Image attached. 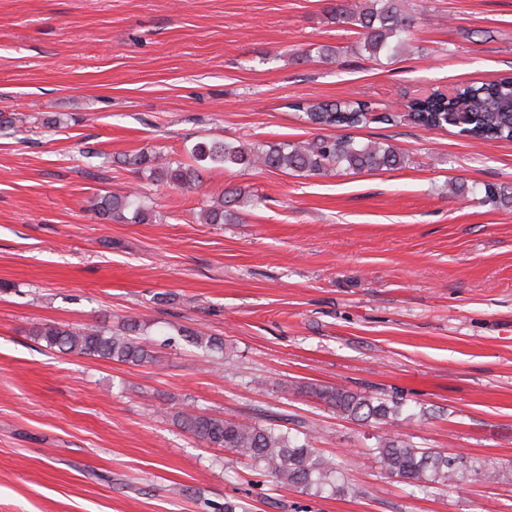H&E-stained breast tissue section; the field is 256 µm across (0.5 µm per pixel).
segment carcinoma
Returning <instances> with one entry per match:
<instances>
[{
  "mask_svg": "<svg viewBox=\"0 0 512 512\" xmlns=\"http://www.w3.org/2000/svg\"><path fill=\"white\" fill-rule=\"evenodd\" d=\"M327 15L337 25L358 34V50L374 61L391 59L411 47L418 16L408 0H336ZM405 114L388 112L377 116L367 101L318 102L297 106L304 121L319 129L355 128L373 121L395 122L406 116L427 129L455 127L459 133L487 142H512V74L491 82L463 83L450 93L413 97L405 104ZM408 162L398 148L383 142H360L350 135H322L299 142H275L248 146L219 138H203L189 150V161H161L160 152L144 150L113 160L141 175L147 185H162L192 192L201 187L204 175L214 169L246 171L257 166L289 169L308 175L333 171L398 170ZM148 193L137 188L125 194L94 198L92 207L103 221L144 224L151 220L146 205ZM512 204L493 185L484 186L481 202ZM252 195L234 187L222 191L203 209L207 224H238L241 206L253 203ZM180 339L204 352H224V339L181 326ZM34 339L63 354H76L134 365L157 364V352L142 338V324L133 318L115 329L91 325L70 327L44 324L32 329ZM306 394L330 406L346 418L396 426L404 413L400 398H381L345 387L310 385ZM180 428L213 448H223L233 456L250 459L258 470L272 476L281 487L305 493L328 491L333 495L356 492L344 480L339 464L312 444L315 427L296 421V429L285 427L287 415L268 410L257 422L253 419L227 420L190 409L177 412ZM381 469L390 477L421 490L437 485L455 487L470 474L479 480L497 482L496 464L466 456L449 457L416 445L408 435L386 432L373 448Z\"/></svg>",
  "mask_w": 512,
  "mask_h": 512,
  "instance_id": "carcinoma-1",
  "label": "carcinoma"
}]
</instances>
